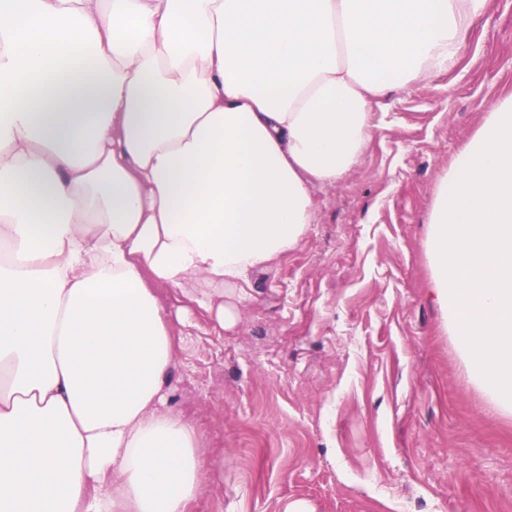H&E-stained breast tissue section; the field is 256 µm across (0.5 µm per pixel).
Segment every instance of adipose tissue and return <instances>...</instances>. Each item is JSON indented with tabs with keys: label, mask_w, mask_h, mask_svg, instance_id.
<instances>
[{
	"label": "adipose tissue",
	"mask_w": 512,
	"mask_h": 512,
	"mask_svg": "<svg viewBox=\"0 0 512 512\" xmlns=\"http://www.w3.org/2000/svg\"><path fill=\"white\" fill-rule=\"evenodd\" d=\"M488 0H0V512H189L163 286L232 328ZM89 58V71L61 68Z\"/></svg>",
	"instance_id": "1"
}]
</instances>
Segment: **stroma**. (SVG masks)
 I'll return each instance as SVG.
<instances>
[{
	"mask_svg": "<svg viewBox=\"0 0 512 512\" xmlns=\"http://www.w3.org/2000/svg\"><path fill=\"white\" fill-rule=\"evenodd\" d=\"M511 93L512 0H490L455 68L375 109L235 325L190 308L169 397L218 467L191 512H512V413L472 382L425 247L441 177Z\"/></svg>",
	"mask_w": 512,
	"mask_h": 512,
	"instance_id": "1",
	"label": "stroma"
}]
</instances>
